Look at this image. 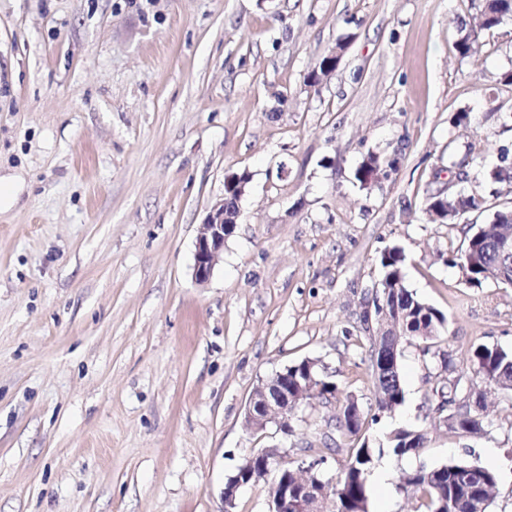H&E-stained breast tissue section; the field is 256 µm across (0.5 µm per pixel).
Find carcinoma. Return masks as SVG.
<instances>
[{
	"label": "carcinoma",
	"instance_id": "cac0c4a2",
	"mask_svg": "<svg viewBox=\"0 0 512 512\" xmlns=\"http://www.w3.org/2000/svg\"><path fill=\"white\" fill-rule=\"evenodd\" d=\"M477 10L480 28L492 31L506 20L512 19V0H471ZM481 50L477 39L466 35L456 44V51L462 58L475 57ZM397 160L376 154L369 155L355 171V179L363 186L374 185L376 174H388L396 169ZM489 178L496 182H512V159L509 151L500 150L498 164L488 170ZM485 199L476 194H455L438 190L427 201V213L434 222L443 224L472 212L485 209ZM405 256L401 248L385 250L380 258L382 270L380 288L388 289V308L398 310L406 331V340L425 343L423 353L430 352L431 341L444 329L446 318L442 312L420 299L409 290L404 281L403 265ZM493 250L489 242V232H477V225H470V234L464 250L453 261L463 274L464 284L480 288L488 281L497 285L512 286V260L508 271L501 277L492 269ZM474 376L489 385H496L502 375L512 380V351L486 345L477 346L471 356ZM282 373L288 376V387L307 378L315 380L321 393L327 394L340 403L336 428L354 444L349 447L346 462L340 467L336 478L324 474L326 460L315 464L310 479L320 488L336 489L333 497L335 512H368V477L375 462L388 453L398 459L418 458L426 441L423 433L404 427L391 430L387 436V447L374 448L369 445L364 432L367 425L375 424L383 414L395 412L405 402V391L401 384L400 370L392 372L391 382L384 392L377 394L376 413H365L352 394H342L337 383L316 359L305 358L294 363ZM449 430L461 435L478 436L484 432L480 414L471 409L470 400L463 398L453 413L448 415ZM295 468L285 462L277 469L278 483L288 489L283 499L286 512H296L298 491L293 472ZM403 488L412 491L419 502L415 512H489L492 493L500 480L499 473L489 467L467 460L447 464L426 465L403 473Z\"/></svg>",
	"mask_w": 512,
	"mask_h": 512
}]
</instances>
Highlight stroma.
<instances>
[{
  "instance_id": "stroma-1",
  "label": "stroma",
  "mask_w": 512,
  "mask_h": 512,
  "mask_svg": "<svg viewBox=\"0 0 512 512\" xmlns=\"http://www.w3.org/2000/svg\"><path fill=\"white\" fill-rule=\"evenodd\" d=\"M475 15L470 0H0V174L21 179L0 215V512H223L227 479L275 446L336 475L334 403L299 407L287 435L247 429L245 409L309 357L374 412L360 317L395 245L447 326L431 354L403 343L405 402L369 440L423 431L424 463L499 470L490 512H512V392L486 389L478 437L435 411L477 345L512 350V287H466L449 263L470 223L512 206L486 177L512 150V20L489 33ZM468 33L481 52L464 60ZM371 153L399 165L364 187ZM242 171L240 222L197 283V228ZM444 187L487 210L430 223ZM410 466L369 512H414Z\"/></svg>"
}]
</instances>
